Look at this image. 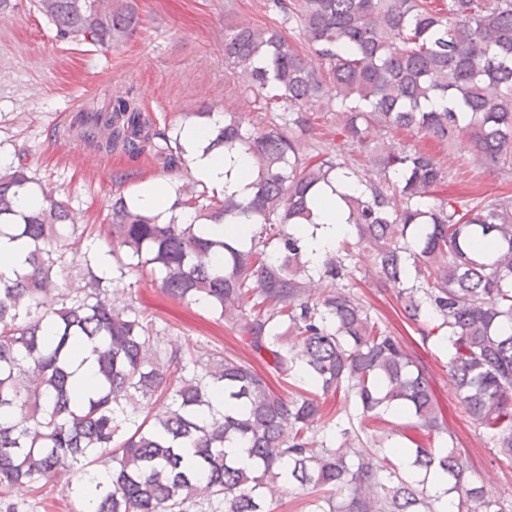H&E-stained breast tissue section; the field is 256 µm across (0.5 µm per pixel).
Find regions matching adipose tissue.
Masks as SVG:
<instances>
[{"label": "adipose tissue", "mask_w": 512, "mask_h": 512, "mask_svg": "<svg viewBox=\"0 0 512 512\" xmlns=\"http://www.w3.org/2000/svg\"><path fill=\"white\" fill-rule=\"evenodd\" d=\"M212 135L211 127L186 125L181 133V144L191 160L190 172L200 184L244 197L250 194L251 167L245 155L226 157L221 150L206 151L205 145ZM352 179L340 177L323 187L320 201L313 209V221L296 225L294 231L304 243V259L309 269L319 267L326 252L335 249L343 238L351 235L353 227L346 221L347 213L342 194L359 192Z\"/></svg>", "instance_id": "ef3b65f1"}]
</instances>
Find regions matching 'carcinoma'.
Masks as SVG:
<instances>
[{"label": "carcinoma", "mask_w": 512, "mask_h": 512, "mask_svg": "<svg viewBox=\"0 0 512 512\" xmlns=\"http://www.w3.org/2000/svg\"><path fill=\"white\" fill-rule=\"evenodd\" d=\"M272 0L299 41L275 26L227 25L224 62L245 78L262 121L224 115L206 150L245 154L251 194L209 197L181 187L174 206L206 220L253 228L249 241H216L192 224L156 217L112 199L107 255L120 276L149 273L167 296L207 303L236 331L266 372L250 362L202 358L161 346L152 319L102 297L100 280L67 288L64 200L29 191L27 164L0 168V220L19 217L28 267L0 273V486L33 487L65 477L79 512H272L290 490L314 493L310 512H512L468 473L447 447V424L427 369L354 293L357 263L394 293L399 319L426 341L448 336L449 372L471 424L512 461V197L446 195L448 167L399 130L448 145L458 140L482 163L512 171V0ZM62 40L115 48L141 23L132 0H31ZM318 57V72L302 50ZM434 100L445 105L436 109ZM352 147L365 190L343 196L355 242L315 272L291 225L311 222L319 189L342 175L336 151L313 144L310 109ZM82 137L109 151L152 154L166 172L186 165L180 136L159 127L129 94L106 112L80 113ZM485 240L486 254L472 251ZM221 251L224 264L211 255ZM81 346L99 381L88 393L73 380ZM193 366L177 386L176 372ZM303 369L315 393L272 388ZM353 404L355 429L336 446L317 432ZM406 415L425 440L403 428L366 424ZM375 447H364V439ZM111 480L90 487L97 462ZM444 483L433 492L430 477Z\"/></svg>", "instance_id": "carcinoma-1"}]
</instances>
